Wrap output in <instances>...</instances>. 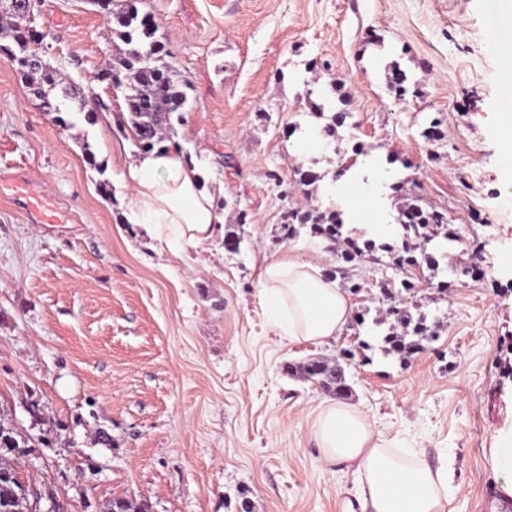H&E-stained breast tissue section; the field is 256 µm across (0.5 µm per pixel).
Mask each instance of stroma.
<instances>
[{"instance_id":"35a3bbf8","label":"stroma","mask_w":512,"mask_h":512,"mask_svg":"<svg viewBox=\"0 0 512 512\" xmlns=\"http://www.w3.org/2000/svg\"><path fill=\"white\" fill-rule=\"evenodd\" d=\"M132 2L188 83L165 142L223 183L224 222L207 249L179 254L127 222L112 179L141 147L128 86L100 74L126 49L121 27L89 0H39L48 75L0 57V173L24 170L59 218L29 221L0 187V418L33 447L15 463L32 499L60 512L117 497L151 512H360L354 475L324 465L313 436L335 396L283 371L320 356L343 360L344 404L447 463L456 512H512L490 463L512 436V164L499 141L512 89L493 52L512 43V0ZM36 84L52 100L73 92L63 117ZM306 125L385 163L394 215L444 214L445 235L414 251L420 267L399 263L404 231L373 235L305 180L344 166L289 154ZM292 210L338 215L342 241L303 225L289 238ZM347 238L363 247L350 262ZM288 255L321 259L348 292L355 318L335 341L291 342L268 323L260 270ZM382 281L425 319L422 350L385 353Z\"/></svg>"}]
</instances>
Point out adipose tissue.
Here are the masks:
<instances>
[{"mask_svg":"<svg viewBox=\"0 0 512 512\" xmlns=\"http://www.w3.org/2000/svg\"><path fill=\"white\" fill-rule=\"evenodd\" d=\"M351 169L362 173V182L354 186L340 176L331 194L342 196L350 212L367 219L377 232L393 233L395 220L379 204L386 170L372 156L357 158ZM115 180L117 188L130 193V221L146 225L153 238L180 250L204 247L224 221L214 205V188L176 150L141 154ZM260 281L259 304L289 341L325 344L341 335L352 304L322 263L271 258ZM314 435L323 461L344 465L358 479L363 512H455L453 503L462 488L454 484L447 465L433 468L398 454L400 439L376 433L357 409L344 404L325 408Z\"/></svg>","mask_w":512,"mask_h":512,"instance_id":"1","label":"adipose tissue"}]
</instances>
